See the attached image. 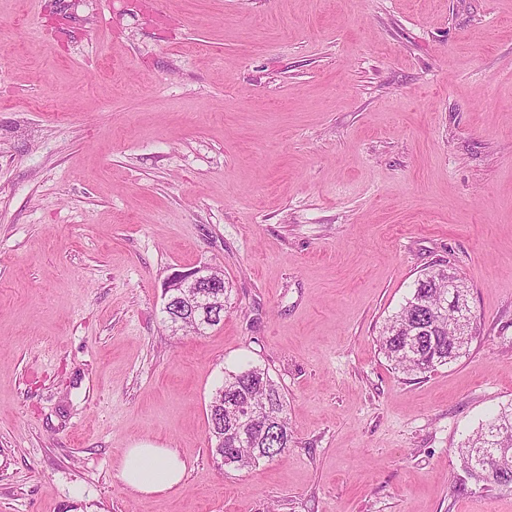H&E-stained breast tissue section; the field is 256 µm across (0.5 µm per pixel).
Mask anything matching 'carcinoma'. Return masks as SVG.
<instances>
[{
	"instance_id": "1",
	"label": "carcinoma",
	"mask_w": 512,
	"mask_h": 512,
	"mask_svg": "<svg viewBox=\"0 0 512 512\" xmlns=\"http://www.w3.org/2000/svg\"><path fill=\"white\" fill-rule=\"evenodd\" d=\"M455 312L470 319V309L448 305V268L421 274L382 327L381 352L404 373H429L458 360L466 354L472 335H449L448 315ZM212 397L209 439L224 466L246 469L288 451L293 435L286 402L268 370L248 366L230 372ZM460 457L465 472L483 488L512 493V403L462 443Z\"/></svg>"
}]
</instances>
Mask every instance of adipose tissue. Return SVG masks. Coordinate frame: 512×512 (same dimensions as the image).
<instances>
[{"label": "adipose tissue", "mask_w": 512, "mask_h": 512, "mask_svg": "<svg viewBox=\"0 0 512 512\" xmlns=\"http://www.w3.org/2000/svg\"><path fill=\"white\" fill-rule=\"evenodd\" d=\"M185 464L168 448L127 449L120 463V477L133 492L150 495L178 486Z\"/></svg>", "instance_id": "adipose-tissue-1"}]
</instances>
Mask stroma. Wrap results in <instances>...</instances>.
<instances>
[{
    "label": "stroma",
    "instance_id": "obj_1",
    "mask_svg": "<svg viewBox=\"0 0 512 512\" xmlns=\"http://www.w3.org/2000/svg\"><path fill=\"white\" fill-rule=\"evenodd\" d=\"M467 355L377 338L433 265ZM221 269L224 320L162 285ZM268 369L288 452H210ZM512 403V0H0V512H512L459 448ZM170 448L140 496L129 448ZM212 397L207 413L211 450L224 457L225 467H253L261 459L287 452L294 442L284 395L265 368L248 366L229 372ZM246 408H251V417L241 424L232 410L245 412ZM184 469L183 460L170 448H129L120 463L119 476L133 492L150 495L178 486Z\"/></svg>",
    "mask_w": 512,
    "mask_h": 512
}]
</instances>
